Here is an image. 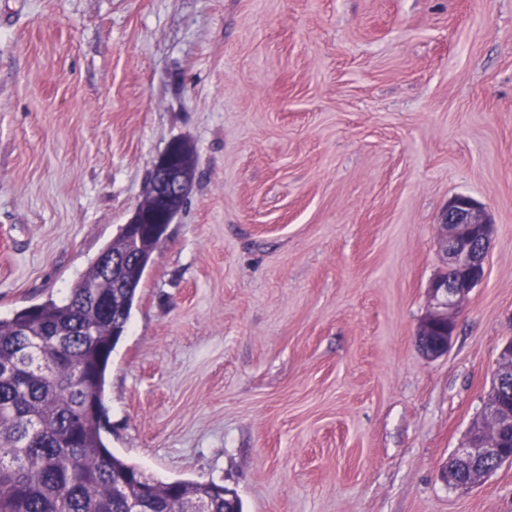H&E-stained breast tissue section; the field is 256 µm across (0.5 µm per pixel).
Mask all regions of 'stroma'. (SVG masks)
I'll list each match as a JSON object with an SVG mask.
<instances>
[{
  "instance_id": "35a3bbf8",
  "label": "stroma",
  "mask_w": 512,
  "mask_h": 512,
  "mask_svg": "<svg viewBox=\"0 0 512 512\" xmlns=\"http://www.w3.org/2000/svg\"><path fill=\"white\" fill-rule=\"evenodd\" d=\"M176 140L113 452L243 512H512V464L440 477L512 340V0H0V318L70 294ZM458 194L495 229L430 360ZM172 144L177 148L183 173L172 146L168 145L157 157L151 171L150 191L155 201V207L150 211H142L140 207L135 209L132 217L124 226V231L128 233L129 237H137L143 231L158 225L157 223L168 226L173 223L171 209L167 211L166 207L183 198L191 189L195 169L194 148L185 141Z\"/></svg>"
}]
</instances>
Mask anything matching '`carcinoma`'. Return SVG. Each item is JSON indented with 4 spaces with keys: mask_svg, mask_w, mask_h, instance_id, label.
Here are the masks:
<instances>
[{
    "mask_svg": "<svg viewBox=\"0 0 512 512\" xmlns=\"http://www.w3.org/2000/svg\"><path fill=\"white\" fill-rule=\"evenodd\" d=\"M187 185L194 148L175 143ZM161 235L118 233L103 252L130 253L140 266L107 273L95 261L61 302L0 319V512H243L216 482L132 480L139 468L114 454L97 412L106 411L112 352Z\"/></svg>",
    "mask_w": 512,
    "mask_h": 512,
    "instance_id": "obj_1",
    "label": "carcinoma"
}]
</instances>
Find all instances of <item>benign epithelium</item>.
I'll list each match as a JSON object with an SVG mask.
<instances>
[{"label": "benign epithelium", "instance_id": "benign-epithelium-1", "mask_svg": "<svg viewBox=\"0 0 512 512\" xmlns=\"http://www.w3.org/2000/svg\"><path fill=\"white\" fill-rule=\"evenodd\" d=\"M154 209H135L124 231L137 237L152 226L172 223L167 206L184 197L188 191L185 177L172 147H167L156 159L150 180ZM493 232V224L483 207L467 195H456L448 201L437 225L436 246L443 270L428 286V312L421 320L418 343L423 354L436 358L448 351L456 328L462 297L479 284L485 275V255ZM497 394L509 391L512 383V345L505 344L499 352V364L494 374ZM483 414L498 423V436L485 441L469 434L463 444L448 457L443 477L446 484L471 487L474 477L485 461L498 465L512 462V406L498 397L487 399Z\"/></svg>", "mask_w": 512, "mask_h": 512}]
</instances>
